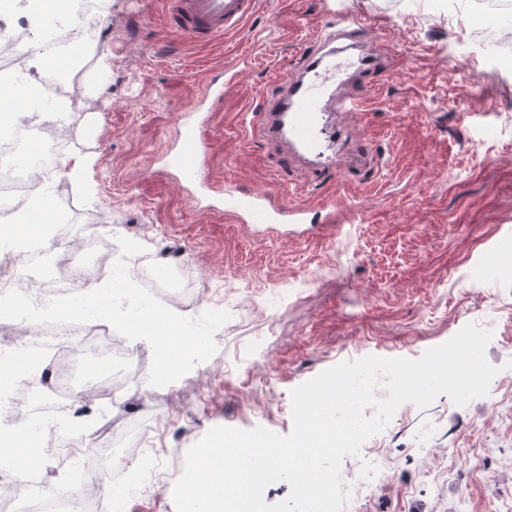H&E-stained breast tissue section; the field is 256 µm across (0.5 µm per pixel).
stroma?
Returning <instances> with one entry per match:
<instances>
[{
    "instance_id": "obj_1",
    "label": "stroma",
    "mask_w": 512,
    "mask_h": 512,
    "mask_svg": "<svg viewBox=\"0 0 512 512\" xmlns=\"http://www.w3.org/2000/svg\"><path fill=\"white\" fill-rule=\"evenodd\" d=\"M165 0H107L96 18L107 77L87 88L57 130L63 156H85L41 184L53 210L81 227L147 240L162 269L189 267L194 297L173 304L194 318L227 311L216 353L179 382L129 393L106 422L68 434L69 452L103 446L136 420L153 430L159 465L126 491L124 512H176L173 485L186 450L209 429H293L291 392L323 371L369 355L415 360L466 325L488 329L499 369L486 396L458 405L445 394L394 416L376 445L391 466L357 512H512V69L491 64L505 30L476 0H259L242 29L197 43L168 27ZM355 16L369 45L392 60L364 79V111L329 115L322 155L293 151L259 127H241L279 92L276 73L298 69L316 36ZM266 33L265 42L254 40ZM464 44L456 59L448 46ZM235 68L222 99L205 82ZM210 113L204 186L181 180L172 158L183 118ZM353 153L346 171L328 168ZM266 193L279 205L335 212V228L305 236L287 225L257 232L224 214V188ZM485 265L483 283L461 278ZM104 375L84 356L69 414H95L87 393ZM428 429L426 451L416 436Z\"/></svg>"
}]
</instances>
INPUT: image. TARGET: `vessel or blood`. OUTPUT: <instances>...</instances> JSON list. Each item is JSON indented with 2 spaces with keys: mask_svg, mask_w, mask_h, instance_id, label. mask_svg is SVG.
I'll return each mask as SVG.
<instances>
[{
  "mask_svg": "<svg viewBox=\"0 0 512 512\" xmlns=\"http://www.w3.org/2000/svg\"><path fill=\"white\" fill-rule=\"evenodd\" d=\"M258 0H175V14L180 29L191 39L210 42L224 32L238 29L257 9ZM360 22L345 20L317 36L313 49L303 61L300 71H282L278 81L280 95L266 100L260 111V125L273 140L286 139L297 148L311 151L319 147L324 131L323 113L358 112L363 98L346 87L350 70L375 74L384 71L387 59L375 54L357 59L352 67L337 60L336 42L344 38L357 41ZM203 123L188 125L184 146L176 168L186 182H195L201 167ZM224 210L241 224H306L309 210L304 206L283 208L273 204L264 194L239 196L236 189L224 190Z\"/></svg>",
  "mask_w": 512,
  "mask_h": 512,
  "instance_id": "obj_1",
  "label": "vessel or blood"
}]
</instances>
